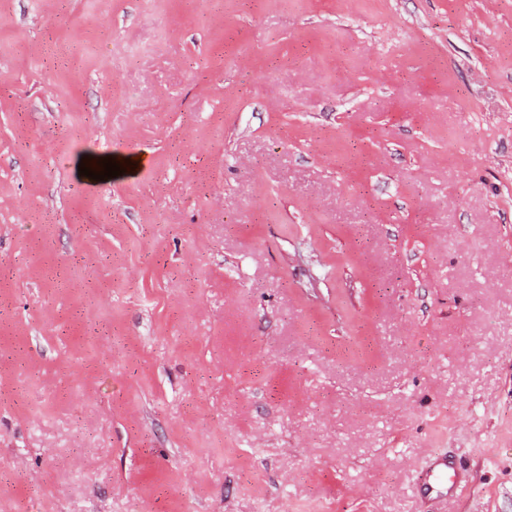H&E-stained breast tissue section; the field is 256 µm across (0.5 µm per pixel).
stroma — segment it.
<instances>
[{
    "label": "stroma",
    "mask_w": 512,
    "mask_h": 512,
    "mask_svg": "<svg viewBox=\"0 0 512 512\" xmlns=\"http://www.w3.org/2000/svg\"><path fill=\"white\" fill-rule=\"evenodd\" d=\"M0 512H512V0H0ZM453 477H455L454 469L448 463L442 462L430 466L424 480L423 492L427 496H438L443 490L448 489L449 493L454 485Z\"/></svg>",
    "instance_id": "obj_1"
}]
</instances>
